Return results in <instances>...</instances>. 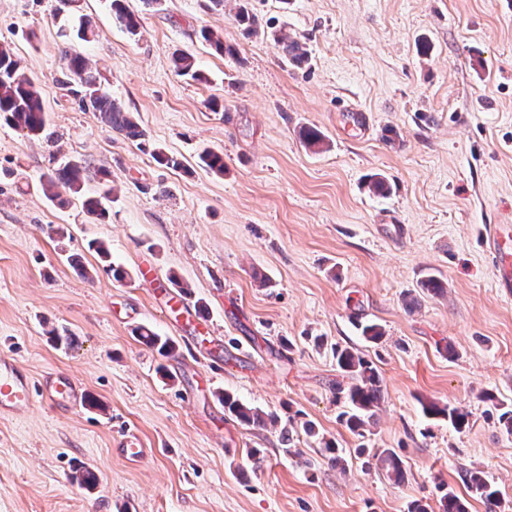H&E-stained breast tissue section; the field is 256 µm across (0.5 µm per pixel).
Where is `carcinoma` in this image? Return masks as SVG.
Here are the masks:
<instances>
[{"label":"carcinoma","mask_w":512,"mask_h":512,"mask_svg":"<svg viewBox=\"0 0 512 512\" xmlns=\"http://www.w3.org/2000/svg\"><path fill=\"white\" fill-rule=\"evenodd\" d=\"M112 12L119 24L132 35L138 34L139 19L130 11L125 0H111ZM201 37L208 42L215 52L236 55V49L224 44V40L213 31L204 29ZM282 46L284 59L294 64L308 61V53L296 40L286 35L277 37ZM66 65L62 69L58 84L71 90L78 99L79 106L95 113L102 126L111 131L121 133L129 140L137 141L144 137L134 117L124 111L112 99L110 92L99 83L97 76L88 67L86 60L73 48L63 49ZM175 71L182 76L199 79L202 74L197 69L196 61L190 54L176 52L172 56ZM0 118L15 128L34 137L48 138L51 131L47 124L46 113L41 94L31 78L20 68L13 49L0 44ZM200 161L209 171L224 174V155L217 152H206L200 156ZM85 181H95L98 190L95 194L83 199L82 206L92 218L102 220L108 215V203L112 201V186L108 173L95 170L90 165L76 160H68L43 175L42 184L52 199L61 198L62 193L80 192L81 184ZM140 341L149 348L163 354L175 350L173 341L162 336L150 327L142 326L136 331ZM336 362L339 368L354 380V383L344 389L336 387V394L344 395L348 410L342 412L341 419L353 433L362 434L375 415L381 399L378 372L373 365L361 355L348 348H336ZM224 403V411L243 424L254 427H264L267 422H276V418L262 410L251 407L224 393L220 395ZM427 416L440 417L460 429L468 423V414L456 407L439 406L434 402L423 405ZM378 461L386 476L399 482L404 478L402 462L397 454L389 449L382 451ZM466 487L474 494L493 505L497 491L479 470H466L462 476Z\"/></svg>","instance_id":"cac0c4a2"}]
</instances>
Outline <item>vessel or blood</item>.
<instances>
[{
  "label": "vessel or blood",
  "mask_w": 512,
  "mask_h": 512,
  "mask_svg": "<svg viewBox=\"0 0 512 512\" xmlns=\"http://www.w3.org/2000/svg\"><path fill=\"white\" fill-rule=\"evenodd\" d=\"M484 239L486 251L497 265L500 273V282L504 287L512 288V225H489ZM145 278L153 282L163 301L161 307L164 313L183 315L185 323L199 326L200 321L188 301L179 296L168 293L162 278L154 275L152 271H145ZM43 394L54 406L64 409H76L85 401V390L69 373L54 371L48 373L41 390H34L31 377L14 358L0 356V415L21 417L28 414L33 405L36 394ZM115 455L131 461H139L149 454L140 436L128 431L113 441Z\"/></svg>",
  "instance_id": "vessel-or-blood-1"
}]
</instances>
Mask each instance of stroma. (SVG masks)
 Masks as SVG:
<instances>
[{
  "instance_id": "35a3bbf8",
  "label": "stroma",
  "mask_w": 512,
  "mask_h": 512,
  "mask_svg": "<svg viewBox=\"0 0 512 512\" xmlns=\"http://www.w3.org/2000/svg\"><path fill=\"white\" fill-rule=\"evenodd\" d=\"M128 4L136 36L108 0H0V43L35 80L54 133L0 122V353L38 381L68 372L99 403L39 399L0 419V512H407L414 501L442 512L446 487L467 512H512V434L494 407L512 403V295L481 244L487 225L512 224V0H248L252 33L234 20L236 0ZM62 9L92 22L80 50L143 139L105 130L57 84ZM204 27L236 56L202 41ZM280 29L305 44L307 66L285 62ZM177 51L201 79L173 71ZM306 126L319 147L302 143ZM159 148L180 168L158 164ZM206 150L223 154V174L202 166ZM64 159L110 173L105 220L83 196L45 195L42 175ZM375 174L389 194L371 191ZM98 242L124 280L104 271ZM145 264L188 286L222 360L158 309ZM429 275L442 292L421 288ZM368 323L379 341L364 339ZM140 325L175 352L142 344ZM53 328L74 345L57 346ZM335 345L381 376L360 435L339 420ZM224 391L277 425H241ZM430 401L464 409L468 424L425 416ZM129 427L154 456L113 454ZM385 449L401 482L376 469ZM80 466L97 472L94 488L73 481ZM472 468L497 489L495 508L463 483Z\"/></svg>"
}]
</instances>
